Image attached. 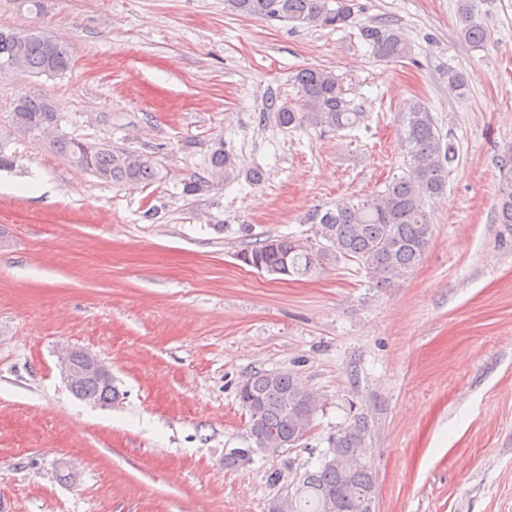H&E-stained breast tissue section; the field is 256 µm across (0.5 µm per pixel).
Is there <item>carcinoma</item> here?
<instances>
[{"label": "carcinoma", "mask_w": 512, "mask_h": 512, "mask_svg": "<svg viewBox=\"0 0 512 512\" xmlns=\"http://www.w3.org/2000/svg\"><path fill=\"white\" fill-rule=\"evenodd\" d=\"M224 9L256 19L288 21L295 27L338 30L355 23L354 0H224ZM461 34L480 47L486 28L475 12L474 0H459ZM359 38L380 60L402 61L411 55L404 30L384 19L359 25ZM12 58L17 69L33 75L54 76L71 65L69 46L42 29L12 31L0 28V62ZM448 94L460 96L468 86L466 73L447 72ZM300 90L296 104L270 101L266 111L278 125L296 128L311 125L324 132L359 126L364 113L351 106L332 72L308 67L295 76ZM60 113L46 98L19 95L13 101L11 125L23 135L55 130ZM398 142L408 158L403 174L385 190L353 204L322 205L312 209L306 223L313 225L317 245L294 237L269 236L245 250L240 259L260 272L282 277H307L323 262L344 258L359 264L380 287L392 286L420 263L429 244L431 217L426 201L444 194L448 176L457 160V147L442 134L430 109L415 102L401 114ZM53 148L72 165L106 183L139 185L155 175L151 156L135 150H115L66 135L53 140ZM212 174L229 178L237 172L235 156L217 147L211 156ZM503 181L495 202L499 224L512 226V156L501 160ZM105 405L116 399L115 386L86 381L72 389ZM239 399L250 418V436L257 448L271 447L270 440L301 442L309 434L318 403L301 379L287 371H259L244 379ZM368 425L361 419L332 438L327 454L315 471L307 470L295 485L281 512H375V473L366 458L355 460L357 449L367 447Z\"/></svg>", "instance_id": "carcinoma-1"}]
</instances>
